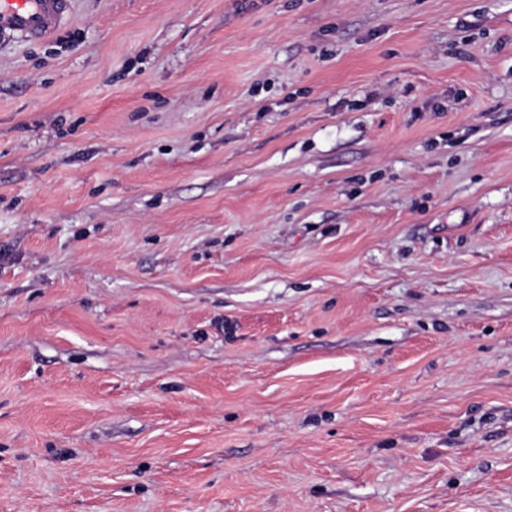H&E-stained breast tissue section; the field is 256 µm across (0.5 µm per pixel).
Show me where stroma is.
Returning a JSON list of instances; mask_svg holds the SVG:
<instances>
[{
    "mask_svg": "<svg viewBox=\"0 0 512 512\" xmlns=\"http://www.w3.org/2000/svg\"><path fill=\"white\" fill-rule=\"evenodd\" d=\"M0 512H512V0L0 33Z\"/></svg>",
    "mask_w": 512,
    "mask_h": 512,
    "instance_id": "35a3bbf8",
    "label": "stroma"
}]
</instances>
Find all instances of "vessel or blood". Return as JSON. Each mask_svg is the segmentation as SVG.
<instances>
[{
  "label": "vessel or blood",
  "mask_w": 512,
  "mask_h": 512,
  "mask_svg": "<svg viewBox=\"0 0 512 512\" xmlns=\"http://www.w3.org/2000/svg\"><path fill=\"white\" fill-rule=\"evenodd\" d=\"M71 0H0V32L27 41L50 37L60 27Z\"/></svg>",
  "instance_id": "vessel-or-blood-1"
}]
</instances>
